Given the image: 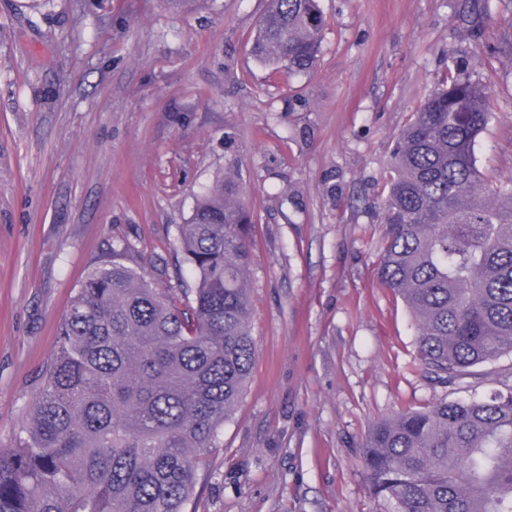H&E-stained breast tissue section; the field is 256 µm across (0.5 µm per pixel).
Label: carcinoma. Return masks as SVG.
<instances>
[{
  "label": "carcinoma",
  "mask_w": 512,
  "mask_h": 512,
  "mask_svg": "<svg viewBox=\"0 0 512 512\" xmlns=\"http://www.w3.org/2000/svg\"><path fill=\"white\" fill-rule=\"evenodd\" d=\"M324 27L319 0H266L252 49L305 72ZM488 118L486 89L448 72L398 135L384 200L377 277L410 310L419 360L441 380L512 353V190L474 157ZM251 223L232 178L198 193L178 225L193 280L181 306L124 265L87 275L0 449V512H187L253 364ZM365 466L385 512H512V390L378 422Z\"/></svg>",
  "instance_id": "1"
}]
</instances>
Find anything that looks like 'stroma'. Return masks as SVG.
<instances>
[{"instance_id": "stroma-1", "label": "stroma", "mask_w": 512, "mask_h": 512, "mask_svg": "<svg viewBox=\"0 0 512 512\" xmlns=\"http://www.w3.org/2000/svg\"><path fill=\"white\" fill-rule=\"evenodd\" d=\"M321 0L307 73L252 53L264 0H0V448L82 280L118 262L192 284L177 227L234 172L253 212L256 353L187 512H384L376 422L512 388V355L441 382L376 268L398 134L461 61L489 93L478 169L512 181V7Z\"/></svg>"}]
</instances>
